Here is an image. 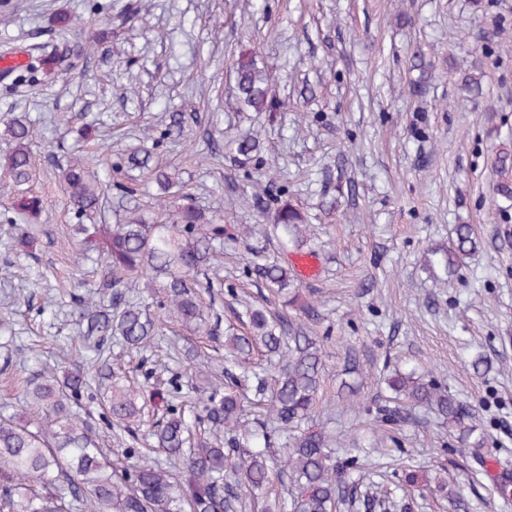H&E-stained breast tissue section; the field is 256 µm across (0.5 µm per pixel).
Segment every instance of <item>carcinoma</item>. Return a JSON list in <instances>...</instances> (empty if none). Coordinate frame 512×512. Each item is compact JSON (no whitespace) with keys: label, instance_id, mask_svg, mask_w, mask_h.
Returning a JSON list of instances; mask_svg holds the SVG:
<instances>
[{"label":"carcinoma","instance_id":"carcinoma-1","mask_svg":"<svg viewBox=\"0 0 512 512\" xmlns=\"http://www.w3.org/2000/svg\"><path fill=\"white\" fill-rule=\"evenodd\" d=\"M52 65L48 56H32L12 69L14 82L27 83ZM240 102L255 111L271 107L270 80L251 57L234 63ZM468 96L482 93L478 67L462 78ZM13 148L3 165L0 188L11 196L12 209L35 221L42 200L31 193L36 178L31 121L15 115L7 125ZM236 152L249 157L260 151L255 136L235 141ZM129 170L152 176L165 193L156 199L163 209L170 197L183 191L180 178L153 164L152 153L140 148L121 158ZM497 166L505 173L493 188L497 210L512 208V153L504 151ZM64 190L75 216L87 224L75 225L77 233L93 243L103 266V288L83 282L72 293L75 313L86 323L82 335L97 351L94 372L81 367L58 378L49 372L31 375L25 395L35 424L0 414V463L10 474L0 484V512H76L92 505L93 512H245L279 481L283 495L274 497L265 512H336L344 502L361 503L365 512H406L409 504L372 492L379 472L370 467L378 448H346L326 431L316 428V406L322 383L326 351L324 338L306 324L293 322L279 312L246 309L243 329L222 327L214 297L203 302L194 274H218L224 255V225L191 205H183L163 221H146L134 211L117 224H95L105 210L112 185L79 157L62 169ZM275 227L285 242L303 249L309 225L301 212L283 204L275 213ZM479 241L469 224L453 228L451 250L442 255L448 273L477 249ZM257 275L283 307L294 305L299 292L292 269L277 262L254 263ZM161 292L164 306L178 319L188 336L224 340V367L212 369L210 357L197 348L169 346L167 360L187 363L205 378L196 389L199 401L189 405L182 375L176 373L160 384L152 396L159 404L136 401L133 382L120 381L121 365L110 362L105 345L121 351L138 350L159 336L147 316L145 296ZM263 361L257 362L254 356ZM392 391L386 400L366 401L360 388L346 383L351 407L362 409L382 423L409 419L405 403L428 408L437 427L458 434L485 462V437L478 410L462 403L448 384L430 373L392 370L382 377ZM103 388L108 438L125 458L136 457L127 437L144 425L145 411L162 415L149 425L153 447L180 463L175 472L158 461L142 462L122 470L112 465L100 444L102 436L73 411L83 397H94L92 385Z\"/></svg>","mask_w":512,"mask_h":512}]
</instances>
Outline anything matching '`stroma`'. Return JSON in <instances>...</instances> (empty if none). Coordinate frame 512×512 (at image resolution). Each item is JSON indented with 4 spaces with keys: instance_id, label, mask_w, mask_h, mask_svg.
Segmentation results:
<instances>
[{
    "instance_id": "stroma-1",
    "label": "stroma",
    "mask_w": 512,
    "mask_h": 512,
    "mask_svg": "<svg viewBox=\"0 0 512 512\" xmlns=\"http://www.w3.org/2000/svg\"><path fill=\"white\" fill-rule=\"evenodd\" d=\"M88 42L93 55L78 56ZM34 46L57 54L53 75L18 89L0 70V161L10 115L27 113L43 200L32 256L12 253L13 228L0 223V263L13 275L0 283V361H12L0 405L29 416L21 378L90 363L72 283L103 278L95 262L75 263L84 244L61 168L76 152L91 162L141 144L184 181L189 203L224 219L220 277L238 295L225 297L223 320L267 296L251 260H289L272 232L277 208L304 214L319 270L299 290L319 303L329 352L320 409L340 439L393 436L410 464L460 489L466 512H512L502 466L479 464L430 416L380 426L337 394L351 354L369 400L384 367L428 369L478 409L487 448L512 449V215L491 204L495 161L512 148V0H0V56ZM241 55L272 77L266 111L237 101ZM418 56L431 65L422 93ZM471 62L483 93L467 99L460 66ZM172 112L184 117L179 141L162 136ZM247 133L262 144L250 158L232 147ZM100 176L133 191L111 195L106 223L122 201L155 216L148 176ZM263 188L260 212L250 199ZM457 224L472 225L481 248L449 275L431 251ZM478 354L489 373H474Z\"/></svg>"
}]
</instances>
